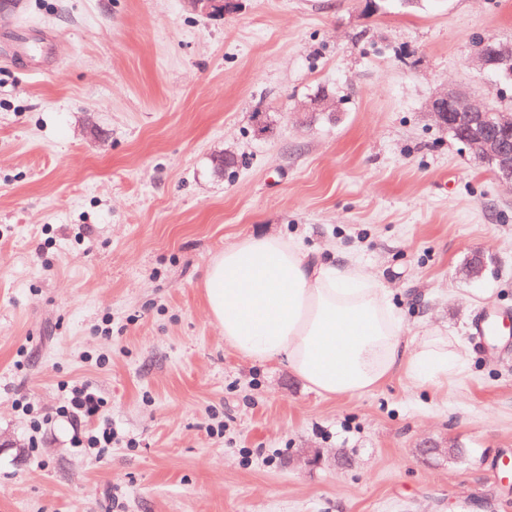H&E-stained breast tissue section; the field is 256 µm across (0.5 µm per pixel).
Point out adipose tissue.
Segmentation results:
<instances>
[{"label": "adipose tissue", "instance_id": "ef3b65f1", "mask_svg": "<svg viewBox=\"0 0 512 512\" xmlns=\"http://www.w3.org/2000/svg\"><path fill=\"white\" fill-rule=\"evenodd\" d=\"M206 303L225 344L247 359H280L327 396L364 393L401 367L417 385L466 370L459 341L405 336L391 293L357 258L344 264L281 235H248L209 261Z\"/></svg>", "mask_w": 512, "mask_h": 512}]
</instances>
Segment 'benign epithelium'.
I'll return each instance as SVG.
<instances>
[{
  "instance_id": "7a95c632",
  "label": "benign epithelium",
  "mask_w": 512,
  "mask_h": 512,
  "mask_svg": "<svg viewBox=\"0 0 512 512\" xmlns=\"http://www.w3.org/2000/svg\"><path fill=\"white\" fill-rule=\"evenodd\" d=\"M480 71L512 80V45L494 39L479 44ZM439 126L469 151L503 183L512 185V115L493 107L484 97L456 86H446L430 103Z\"/></svg>"
}]
</instances>
